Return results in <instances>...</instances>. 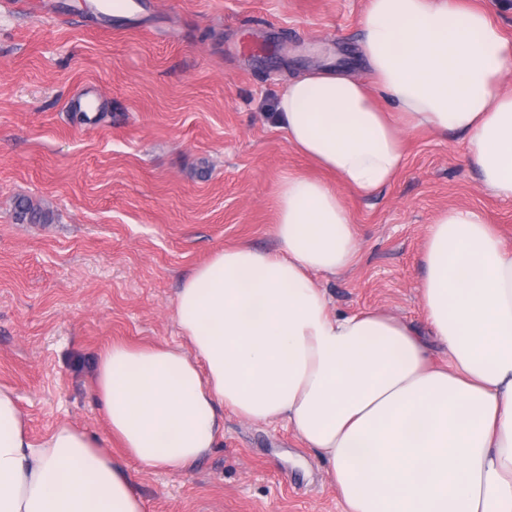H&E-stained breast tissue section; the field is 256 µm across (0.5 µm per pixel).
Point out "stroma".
<instances>
[{
  "instance_id": "35a3bbf8",
  "label": "stroma",
  "mask_w": 512,
  "mask_h": 512,
  "mask_svg": "<svg viewBox=\"0 0 512 512\" xmlns=\"http://www.w3.org/2000/svg\"><path fill=\"white\" fill-rule=\"evenodd\" d=\"M0 8V387L32 439L74 425L105 439L95 365L114 342L180 341L183 279L224 247H279L278 184L331 173L292 151L272 122L288 82L321 67L361 79L367 0H94ZM281 43L280 57L259 48ZM96 91L83 119L72 98ZM466 139L410 134L395 180L343 196L360 253L324 279L339 313L376 308L428 336L421 252L436 216L480 212L512 246V200L487 193ZM26 197L47 224L16 220ZM146 512H343L327 462L282 422L224 413V436L187 475L128 463Z\"/></svg>"
}]
</instances>
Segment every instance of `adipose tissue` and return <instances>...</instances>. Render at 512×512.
Instances as JSON below:
<instances>
[{"label": "adipose tissue", "mask_w": 512, "mask_h": 512, "mask_svg": "<svg viewBox=\"0 0 512 512\" xmlns=\"http://www.w3.org/2000/svg\"><path fill=\"white\" fill-rule=\"evenodd\" d=\"M360 25L373 84L318 70L289 81L274 116L335 183L284 177L278 251L238 244L192 271L182 344L104 349L96 393L125 457L66 424L33 440L0 389V512H144L128 460L189 473L223 437V407L286 421L326 459L344 512H512V249L471 209L431 225L419 293L444 365L400 318L334 313L318 282L360 252L343 189L392 182L415 131L466 137L482 184L512 200V42L455 0H367Z\"/></svg>", "instance_id": "ef3b65f1"}]
</instances>
